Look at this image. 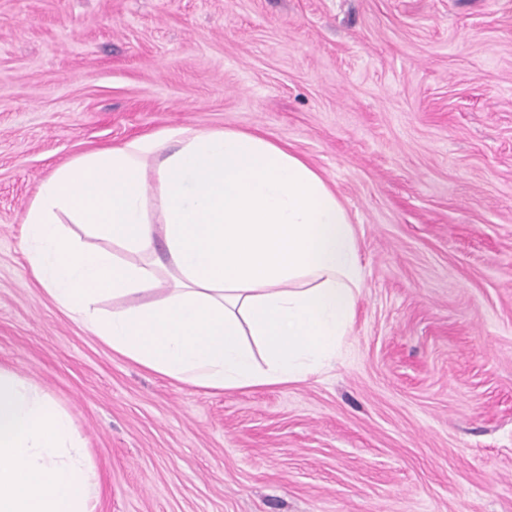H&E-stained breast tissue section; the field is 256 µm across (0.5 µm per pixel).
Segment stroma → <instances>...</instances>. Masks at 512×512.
<instances>
[{
    "label": "stroma",
    "instance_id": "obj_1",
    "mask_svg": "<svg viewBox=\"0 0 512 512\" xmlns=\"http://www.w3.org/2000/svg\"><path fill=\"white\" fill-rule=\"evenodd\" d=\"M178 128L284 146L344 204L329 368L179 384L33 279L41 182ZM0 366L70 414L96 512H512V0H0Z\"/></svg>",
    "mask_w": 512,
    "mask_h": 512
}]
</instances>
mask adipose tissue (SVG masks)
<instances>
[{
	"mask_svg": "<svg viewBox=\"0 0 512 512\" xmlns=\"http://www.w3.org/2000/svg\"><path fill=\"white\" fill-rule=\"evenodd\" d=\"M23 222L32 273L58 306L113 351L206 389L329 366L364 281L354 227L322 176L239 131L180 128L79 158L41 183ZM73 223L126 258L83 246ZM159 238L166 283L151 259ZM110 296L132 304L104 314Z\"/></svg>",
	"mask_w": 512,
	"mask_h": 512,
	"instance_id": "adipose-tissue-1",
	"label": "adipose tissue"
}]
</instances>
